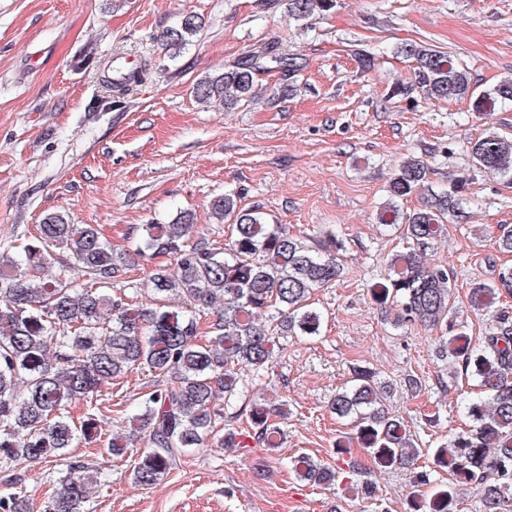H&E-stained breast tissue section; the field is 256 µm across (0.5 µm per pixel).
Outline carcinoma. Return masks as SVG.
<instances>
[{"label":"carcinoma","mask_w":512,"mask_h":512,"mask_svg":"<svg viewBox=\"0 0 512 512\" xmlns=\"http://www.w3.org/2000/svg\"><path fill=\"white\" fill-rule=\"evenodd\" d=\"M336 0H288L297 21L325 14ZM201 28L195 15L160 35L170 57L181 52ZM398 53L414 62L412 80L397 83L394 97L418 93L428 102L465 99L474 93L470 73L448 54L416 42ZM292 75L297 58L263 48L247 59L206 75L194 87L196 99L219 100L232 109L251 95L255 75L271 67ZM486 113L512 107V77L480 95ZM474 163L512 181V137L488 132L470 142ZM423 161L401 162L389 181V200L380 206L378 223L426 245L446 230L459 213L466 180L456 179L435 191L426 184ZM424 192L419 208L406 212L398 201ZM216 224L232 225L233 237L223 246L193 235V217L183 212L168 224H142L130 252L117 253L93 224H73L50 213L37 225L34 240L16 255L0 253V512H29L19 467L52 459L61 467L62 488L47 501L44 512H88V485L102 474L68 457V449L95 440L93 418L76 425L71 405L100 393L103 383L139 366L154 374L152 389L140 396L127 428L143 435L147 451L135 463V483L149 488L169 473L176 458L191 448H207L212 439L228 448L237 433L219 434L224 408L241 392L237 366L256 372L267 367L284 336H317L322 316L309 307L313 292L341 274L336 238L310 245L284 224H271L257 208H243L226 193L212 200ZM66 251L89 276L91 285L76 287L60 276L47 278L54 261L49 248ZM158 255L173 258L174 271L155 268L147 283L153 294L177 296L185 310L144 309L129 297L113 296L112 281L135 259ZM454 284L443 265H428L412 250L393 254L387 273L373 287L381 303L398 307L394 325H436L451 322ZM512 291V269L499 271L492 283L470 288L477 310L495 304L501 291ZM223 307L210 326V338L197 341L196 310ZM266 323L260 322V317ZM448 351L471 373L480 397L467 402L472 425L454 436L436 464L458 482L479 486L484 512L512 509V319L499 318L495 331L474 351L462 334L449 337ZM384 388L367 368L354 370L350 385L336 392L329 410L339 418L356 419L364 447L384 463L410 462L419 450L406 437L403 423L385 412ZM269 410L249 413L252 439L270 448L278 445L277 428L268 423ZM295 470L318 482L335 481L336 471L320 467L307 456ZM454 490L425 498L424 512H453Z\"/></svg>","instance_id":"carcinoma-1"}]
</instances>
